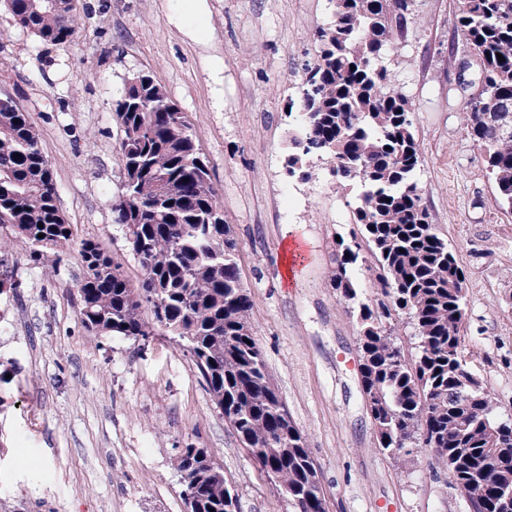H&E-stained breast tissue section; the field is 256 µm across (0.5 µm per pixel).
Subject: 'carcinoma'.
<instances>
[{"mask_svg":"<svg viewBox=\"0 0 512 512\" xmlns=\"http://www.w3.org/2000/svg\"><path fill=\"white\" fill-rule=\"evenodd\" d=\"M21 27L50 44L73 41L80 0H3ZM329 21L303 83L311 99L288 103L297 126L288 173L311 176L310 160L357 188L354 223L362 242H338L334 288L358 305L362 392L378 426L381 451L395 458L417 442L431 448L463 487L474 512H503L501 490L512 489V419H499L491 395L462 355L465 276L448 243L429 221L416 176L421 153L410 108L386 65L404 37L411 0H330ZM455 26L481 67L494 101L474 94L462 119L484 151L495 202L512 211V0H461ZM504 61H498L497 55ZM355 69H350V66ZM140 86L113 103L121 128V193L114 222L143 271L134 286L93 241L80 245L84 267L79 317L94 336L144 339L157 324L185 343L224 420L293 512H325L317 465L279 400L249 324L251 301L241 281L236 243L191 127L166 90L147 72ZM57 185L28 113L0 98V250L20 243L35 261L73 242L57 205ZM43 237H38V234ZM376 259L386 300H360L352 268L361 244ZM403 313L418 338L410 362L387 329ZM473 396L470 405L460 395ZM215 454L184 448L173 461L195 483L192 512H237L228 478L209 475Z\"/></svg>","mask_w":512,"mask_h":512,"instance_id":"obj_1","label":"carcinoma"}]
</instances>
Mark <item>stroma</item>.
Here are the masks:
<instances>
[{
	"label": "stroma",
	"instance_id": "35a3bbf8",
	"mask_svg": "<svg viewBox=\"0 0 512 512\" xmlns=\"http://www.w3.org/2000/svg\"><path fill=\"white\" fill-rule=\"evenodd\" d=\"M78 38L53 45L0 6V95L28 112L75 246L33 261L6 249L0 293V512H185L172 462L214 451L238 512H289L214 404L177 338L93 336L79 317L78 242L91 240L140 282L112 201L121 191L113 103L145 71L192 127L237 243L251 328L288 415L306 440L326 512H470L431 449L380 451L361 389L357 307L331 285L355 189L326 170L286 174V108L316 57L329 0H203L208 39L180 21L181 0H83ZM460 0H414L387 65L412 105L418 175L431 223L465 276L469 370L512 418V213L499 208L485 155L460 108L480 67L455 29ZM300 238L306 259L290 269Z\"/></svg>",
	"mask_w": 512,
	"mask_h": 512
}]
</instances>
